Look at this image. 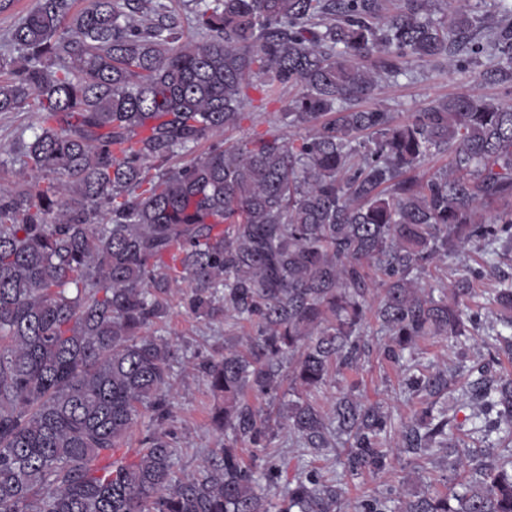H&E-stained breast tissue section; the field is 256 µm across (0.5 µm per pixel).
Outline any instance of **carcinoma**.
<instances>
[{
    "instance_id": "obj_1",
    "label": "carcinoma",
    "mask_w": 512,
    "mask_h": 512,
    "mask_svg": "<svg viewBox=\"0 0 512 512\" xmlns=\"http://www.w3.org/2000/svg\"><path fill=\"white\" fill-rule=\"evenodd\" d=\"M195 2L196 40L160 0H33L7 32L18 56L0 54V113L37 112L39 125L19 143L29 188L0 190V512H336L343 489L312 471L268 503L275 433L244 393L310 392L331 366L356 368L370 312L397 362L425 336H469L484 268L447 289L421 275L470 245L491 257L512 247L511 103L471 91L404 121L361 107L410 63L461 53L460 64L494 58L486 79L512 87V0L493 24L453 0L446 25L433 0ZM287 90L292 138L224 144L250 118L245 104L264 109ZM445 154L449 165L421 173ZM183 285L193 316L231 312L252 333L246 353L200 364L224 397L213 416L224 445L179 474L164 429L177 348L148 330ZM495 297L512 330V278ZM404 385L451 390L412 368ZM468 394L477 431L512 440V379ZM146 412L153 425L130 456ZM388 423L351 388L329 415L292 401L282 427L356 475L391 465ZM402 440L479 475L405 512H512V453L477 462L449 449L448 407H426ZM394 495L358 512H389Z\"/></svg>"
}]
</instances>
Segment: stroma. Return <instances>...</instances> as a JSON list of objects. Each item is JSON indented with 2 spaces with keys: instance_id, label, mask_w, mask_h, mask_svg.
<instances>
[{
  "instance_id": "35a3bbf8",
  "label": "stroma",
  "mask_w": 512,
  "mask_h": 512,
  "mask_svg": "<svg viewBox=\"0 0 512 512\" xmlns=\"http://www.w3.org/2000/svg\"><path fill=\"white\" fill-rule=\"evenodd\" d=\"M488 65L485 59L465 67L415 62L407 75L384 83L369 104L394 112L397 119L403 120L409 113L438 99L466 90L479 91L497 101L512 98V93L503 86L485 83L483 72ZM285 107L282 101L271 104L255 120L244 121L240 127L225 131V142L235 145L265 132L289 135V128L278 119ZM35 125L36 117L31 112L0 114V190L26 188L27 175L15 155L19 142L31 138ZM504 276H512V252L496 259L469 300L471 308L478 310L482 317H499L500 308L493 297L499 279ZM228 322V317L221 313L208 319L189 315L185 310V293L180 290L170 295L165 317L153 327L155 335L178 344L170 386L175 412L168 427L177 441L176 467L181 471L197 468L209 449L219 447L224 439L211 421L222 401L210 391L197 366L204 359L222 354L224 349L245 348L250 326L232 328ZM363 342L365 354L360 366L343 375L330 373L313 398L321 410L328 413L352 386L361 400L379 405L390 414L392 427L384 439L392 450L390 468L352 476L344 473L333 453L303 455L301 449L293 447L280 433L273 444L280 454L283 480L312 470L322 479L340 483L344 495L338 512H354L360 500L380 496L391 486L399 492L390 505L392 512H398L406 501L424 492L456 488L457 476L440 459L425 463L408 455L401 447L404 425L416 422L421 411L433 403L447 406L448 434L459 440L461 447L478 455L498 452L495 441H478L472 431L473 404L461 395L462 390L477 380L512 378V356L496 352L495 341L488 331L473 330L469 339L462 343L451 337L427 336L417 344L415 353L422 369L446 374L452 381L453 392L438 398L425 392H404L405 368L385 357L384 350L390 339L380 332L376 320H369Z\"/></svg>"
}]
</instances>
